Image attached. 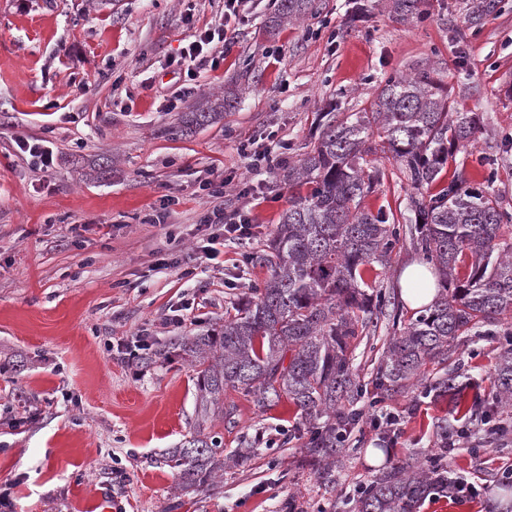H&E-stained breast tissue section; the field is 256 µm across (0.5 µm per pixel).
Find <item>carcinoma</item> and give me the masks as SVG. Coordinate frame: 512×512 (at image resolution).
<instances>
[{
  "mask_svg": "<svg viewBox=\"0 0 512 512\" xmlns=\"http://www.w3.org/2000/svg\"><path fill=\"white\" fill-rule=\"evenodd\" d=\"M423 0H390L393 16L406 21L421 13ZM500 0H471L469 21L477 26L499 10ZM310 0H280L272 23L303 16ZM220 103L186 114V124L203 126L223 116ZM325 122L310 150L281 170L288 184V208L269 239L261 262L268 279L253 296L237 304L224 328L206 336H186L171 345L196 368V433L162 455L178 471L180 487L207 488L224 475V449L206 425L224 418V389L253 396L266 407L286 398L300 412L307 430L304 448L321 473L336 467L342 452L340 432L359 413L342 401L362 392L353 369L354 344L382 305V295L363 277L367 266L388 264L400 234L439 271L448 290L406 330L394 337L378 368L373 387L389 396L421 381L426 361L439 365L448 352L481 325L512 312V217L489 187L456 179L436 193H420L441 180L453 150L482 134L477 112H458L427 73L390 78L369 112ZM381 151L399 161L413 189L405 229L389 223L362 202L381 172L367 160ZM468 268L458 276L457 267ZM450 373L429 385L434 395L458 408L465 386ZM496 402L512 405V343L503 348L494 380ZM439 452L429 464L398 465L364 490L359 512H417L434 489L454 488L445 457L448 424L437 434Z\"/></svg>",
  "mask_w": 512,
  "mask_h": 512,
  "instance_id": "obj_1",
  "label": "carcinoma"
}]
</instances>
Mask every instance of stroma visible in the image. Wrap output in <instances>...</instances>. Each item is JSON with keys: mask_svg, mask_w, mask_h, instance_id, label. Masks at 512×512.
I'll use <instances>...</instances> for the list:
<instances>
[{"mask_svg": "<svg viewBox=\"0 0 512 512\" xmlns=\"http://www.w3.org/2000/svg\"><path fill=\"white\" fill-rule=\"evenodd\" d=\"M279 0H244L218 66L198 63L190 96L171 57L192 34L224 21V0H0V512H358L361 492L396 464L437 451V427L461 436L449 470L479 498L431 493L419 512H512L501 476L512 465V411L492 424L456 414L450 401L409 387L354 401L360 421L345 436L331 479L309 463L295 406L258 407L224 393L231 418L213 422L225 458L248 454L204 491H182L159 462L195 430L193 366L167 347L220 327L234 304L262 286L260 257L288 187L278 166L248 170L246 138L283 143L295 161L318 135L320 113L370 108L388 78L429 72L484 132L457 151L443 181L488 182L512 214V0L481 25L470 0H425L419 18H392L385 0H312L300 19L272 26ZM230 96L222 118L184 129L186 113ZM44 140L57 165L40 170L16 140ZM365 200L408 214L411 187L393 159ZM224 183L226 212L250 211L251 238L226 245L223 265L187 273L197 224L212 206L200 185ZM109 225L102 234L100 225ZM251 261L239 265L240 254ZM418 252L397 241L388 267L367 280L387 306L364 331L353 368L375 379L390 339L417 317L400 301L399 270ZM182 326L169 323L186 300ZM486 336L458 343L448 365L471 382L466 398L495 405L494 374L512 314ZM160 356L150 367L119 353L139 333ZM395 415L388 430L372 419Z\"/></svg>", "mask_w": 512, "mask_h": 512, "instance_id": "obj_1", "label": "stroma"}]
</instances>
